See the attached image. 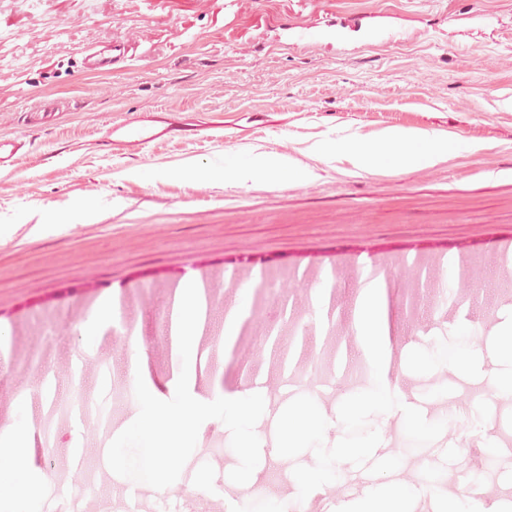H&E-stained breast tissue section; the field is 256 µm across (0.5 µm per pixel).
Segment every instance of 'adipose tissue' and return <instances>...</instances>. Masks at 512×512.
<instances>
[{
	"instance_id": "ef3b65f1",
	"label": "adipose tissue",
	"mask_w": 512,
	"mask_h": 512,
	"mask_svg": "<svg viewBox=\"0 0 512 512\" xmlns=\"http://www.w3.org/2000/svg\"><path fill=\"white\" fill-rule=\"evenodd\" d=\"M451 142L417 129L389 128L382 131L380 145L367 148L347 146L343 159L369 172L401 167L431 166L448 156ZM180 177H206L236 181L245 177L266 180L297 178L301 169L291 159L272 154L258 160L229 158L223 167L202 170L195 166L178 168ZM389 284L378 277L360 287L353 306L359 350L372 368L373 378L366 392L357 398V410L379 408L399 410L403 402L390 380L391 323L388 302ZM207 326V308L202 284L184 281L171 301L169 329L170 375L164 387H157L148 372L138 375L141 403L138 418L124 431V443L136 448L159 449L161 444L187 448L206 427L224 419L240 433H247L260 403L248 392L225 395L211 402L204 395L205 358L198 352V341ZM168 431L166 441L155 435L156 426ZM39 486V471L34 461V429L19 423L0 434V512H30Z\"/></svg>"
}]
</instances>
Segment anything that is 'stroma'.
Here are the masks:
<instances>
[{
	"instance_id": "stroma-1",
	"label": "stroma",
	"mask_w": 512,
	"mask_h": 512,
	"mask_svg": "<svg viewBox=\"0 0 512 512\" xmlns=\"http://www.w3.org/2000/svg\"><path fill=\"white\" fill-rule=\"evenodd\" d=\"M345 21L341 38L308 45L289 28ZM372 26L400 32L384 42ZM124 42L134 61L87 69L90 48ZM165 118L179 135L146 150H121L120 126ZM389 127L448 137L456 148L430 167L368 173L337 152L372 145ZM0 137L25 141L14 174L0 173V430L14 403L31 401L37 512H183L186 491L217 512H277L290 499L319 501L322 512H360L385 484L403 485L408 512H444L473 499L485 512H512V394L492 389L507 370L502 332L512 328V266L497 244L512 238V0H0ZM288 153L309 176L277 183L176 177L192 162L217 168L240 153ZM94 206L89 221L35 227L30 214ZM435 270V311L413 321V287L403 260ZM488 271V312L461 314L472 261ZM393 276L390 379L413 415L430 426L421 441L400 413L352 417L369 379L352 352V297L360 284ZM295 277L297 309L284 318L298 351L288 366L269 353L258 326L234 350L218 332L206 395L214 401L241 382L236 350L256 363L263 408L246 437L209 425L163 485L117 466L111 448L137 411L132 372L146 360L155 382L167 370L158 348L169 287L209 278L218 305L248 290L269 312ZM334 292L338 316L326 323L316 296ZM124 300L127 348L85 349L78 331L100 297ZM476 362L460 373L456 345ZM349 349L339 372L336 350ZM109 375L111 386L97 381ZM59 393L43 409L40 387ZM82 387L96 411L76 413ZM483 416L463 426L467 400ZM308 407L318 435L289 447L282 421ZM248 453H240L241 442ZM497 449L485 459V448ZM277 463L276 500L268 467ZM453 475L433 491L436 471ZM332 472L301 487L298 475Z\"/></svg>"
}]
</instances>
